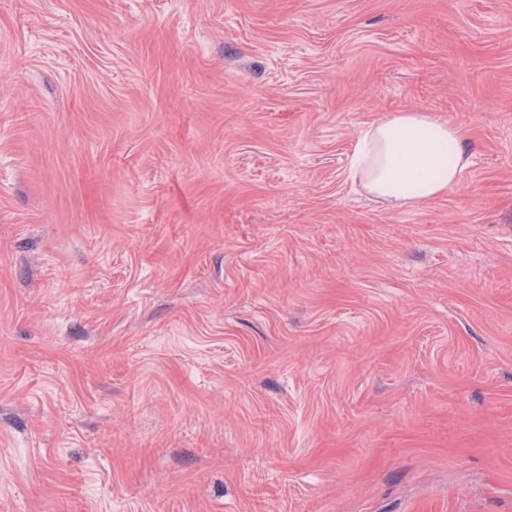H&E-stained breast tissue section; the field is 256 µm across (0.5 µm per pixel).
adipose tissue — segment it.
<instances>
[{
	"label": "adipose tissue",
	"instance_id": "1",
	"mask_svg": "<svg viewBox=\"0 0 512 512\" xmlns=\"http://www.w3.org/2000/svg\"><path fill=\"white\" fill-rule=\"evenodd\" d=\"M470 158L457 127L428 112H390L360 132L348 176L389 208H414L447 194Z\"/></svg>",
	"mask_w": 512,
	"mask_h": 512
}]
</instances>
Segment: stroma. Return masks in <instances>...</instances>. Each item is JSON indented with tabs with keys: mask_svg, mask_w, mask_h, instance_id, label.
I'll return each mask as SVG.
<instances>
[{
	"mask_svg": "<svg viewBox=\"0 0 512 512\" xmlns=\"http://www.w3.org/2000/svg\"><path fill=\"white\" fill-rule=\"evenodd\" d=\"M0 512H512V0H0ZM470 158L457 127L430 112H388L360 132L348 176L389 208H414L447 194Z\"/></svg>",
	"mask_w": 512,
	"mask_h": 512,
	"instance_id": "stroma-1",
	"label": "stroma"
}]
</instances>
